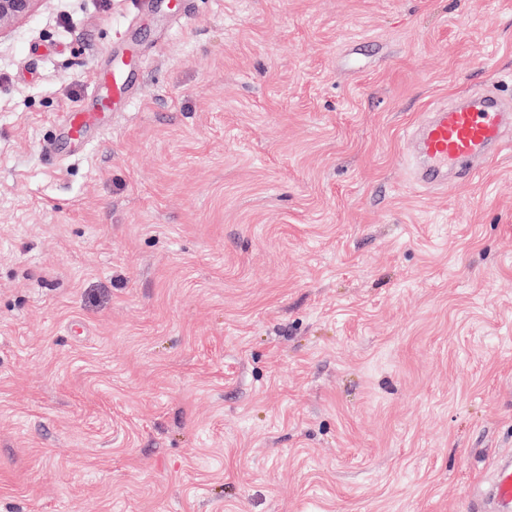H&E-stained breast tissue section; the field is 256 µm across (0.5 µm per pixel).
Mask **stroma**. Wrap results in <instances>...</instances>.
Instances as JSON below:
<instances>
[{
    "label": "stroma",
    "instance_id": "stroma-1",
    "mask_svg": "<svg viewBox=\"0 0 512 512\" xmlns=\"http://www.w3.org/2000/svg\"><path fill=\"white\" fill-rule=\"evenodd\" d=\"M133 99L50 153L93 75ZM512 0H41L0 35V512H470L512 459ZM430 114L406 137L417 160L413 179L421 185H442L450 171L483 165L504 141L508 113L493 92L473 94L463 105L437 106Z\"/></svg>",
    "mask_w": 512,
    "mask_h": 512
}]
</instances>
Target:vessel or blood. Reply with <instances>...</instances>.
<instances>
[{"mask_svg":"<svg viewBox=\"0 0 512 512\" xmlns=\"http://www.w3.org/2000/svg\"><path fill=\"white\" fill-rule=\"evenodd\" d=\"M130 93L126 77L110 69L96 72L93 95L102 107L119 99L129 100ZM101 109L80 105L67 112L58 125L60 137L77 148L88 145L104 126ZM507 118L502 100L492 92L471 95L462 105L435 107L406 139L416 158L414 180L424 186H438L449 172L483 165L502 145ZM492 499L494 512H512L511 467L499 470Z\"/></svg>","mask_w":512,"mask_h":512,"instance_id":"b4317fda","label":"vessel or blood"}]
</instances>
